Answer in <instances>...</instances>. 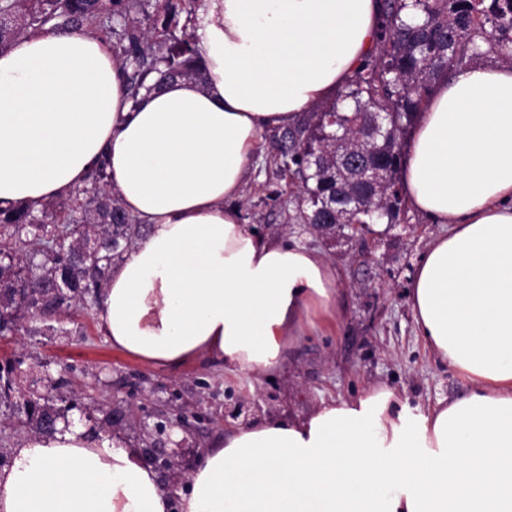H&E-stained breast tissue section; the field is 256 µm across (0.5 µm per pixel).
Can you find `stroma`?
Here are the masks:
<instances>
[{
    "label": "stroma",
    "instance_id": "stroma-1",
    "mask_svg": "<svg viewBox=\"0 0 512 512\" xmlns=\"http://www.w3.org/2000/svg\"><path fill=\"white\" fill-rule=\"evenodd\" d=\"M283 132L260 136L239 206L245 223L270 237L317 248L339 272L336 328L300 337L273 378L231 374L204 362L169 374L113 349L93 311L51 321L27 319L15 336H0V358L16 364L27 396L59 385L75 403L74 425L95 436H120L129 448L194 452L235 428L270 417L301 419L321 402L367 387L393 388L401 404L428 409L464 395L470 382L436 361L418 336L408 287L428 244L442 230L414 209L401 223L367 241H327L299 216V187L282 170ZM131 411L132 424L106 425L110 408Z\"/></svg>",
    "mask_w": 512,
    "mask_h": 512
}]
</instances>
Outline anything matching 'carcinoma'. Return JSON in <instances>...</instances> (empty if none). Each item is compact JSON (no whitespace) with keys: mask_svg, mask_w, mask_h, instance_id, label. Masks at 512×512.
Returning <instances> with one entry per match:
<instances>
[{"mask_svg":"<svg viewBox=\"0 0 512 512\" xmlns=\"http://www.w3.org/2000/svg\"><path fill=\"white\" fill-rule=\"evenodd\" d=\"M407 10L414 14L411 21L404 18ZM383 12L374 54L341 93L349 105H317L309 120L285 131L290 145L283 163L301 180L306 209L300 216L306 224H325L336 211L344 223L367 231L372 224L399 223L397 174L405 128L436 77L490 52L512 63V0H383ZM176 15L174 0H164L153 14L144 0H0V51L45 27L110 31L118 36L114 49L128 65L126 88L135 97L152 76L158 89L177 77L204 80L194 34L178 29ZM371 112L384 113L387 137L367 136ZM332 113L338 118L334 124L328 121ZM342 153L362 155L380 172L381 187L371 191L353 179L340 192L336 157ZM144 231L112 194L103 163L61 208L0 207V336L18 333L27 318H57L96 302L108 270ZM91 236L101 239L100 250L80 248V240ZM63 275L74 293L55 291ZM13 393L14 367L0 363V404ZM56 410L37 400L23 407L27 422L41 433L51 432L48 416Z\"/></svg>","mask_w":512,"mask_h":512,"instance_id":"cac0c4a2","label":"carcinoma"}]
</instances>
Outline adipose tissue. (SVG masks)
I'll return each mask as SVG.
<instances>
[{
    "instance_id": "adipose-tissue-1",
    "label": "adipose tissue",
    "mask_w": 512,
    "mask_h": 512,
    "mask_svg": "<svg viewBox=\"0 0 512 512\" xmlns=\"http://www.w3.org/2000/svg\"><path fill=\"white\" fill-rule=\"evenodd\" d=\"M381 0H204L205 83L130 98L99 37L28 32L0 52V206L68 196L99 160L147 227L95 307L113 348L175 374L203 360L269 377L334 319L339 273L262 237L237 205L257 139L326 102L374 51ZM444 225L411 279L431 354L472 385L428 411L372 386L302 420L241 426L172 501L118 437L28 435L0 512H512V65L440 76L402 170Z\"/></svg>"
}]
</instances>
